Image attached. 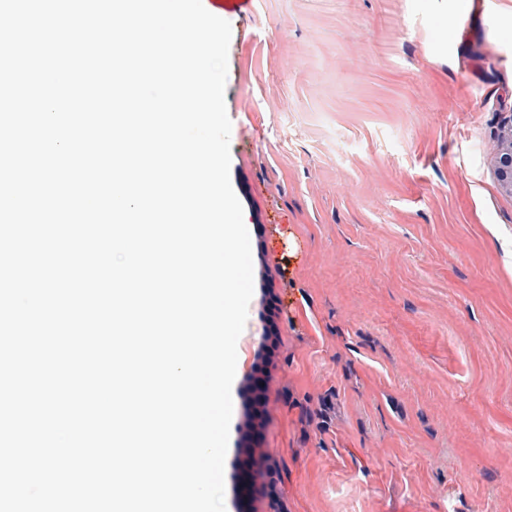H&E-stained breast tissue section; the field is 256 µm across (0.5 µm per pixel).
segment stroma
<instances>
[{
    "mask_svg": "<svg viewBox=\"0 0 512 512\" xmlns=\"http://www.w3.org/2000/svg\"><path fill=\"white\" fill-rule=\"evenodd\" d=\"M510 9L255 0L228 15L254 292L225 512H512V195L494 175Z\"/></svg>",
    "mask_w": 512,
    "mask_h": 512,
    "instance_id": "stroma-1",
    "label": "stroma"
}]
</instances>
